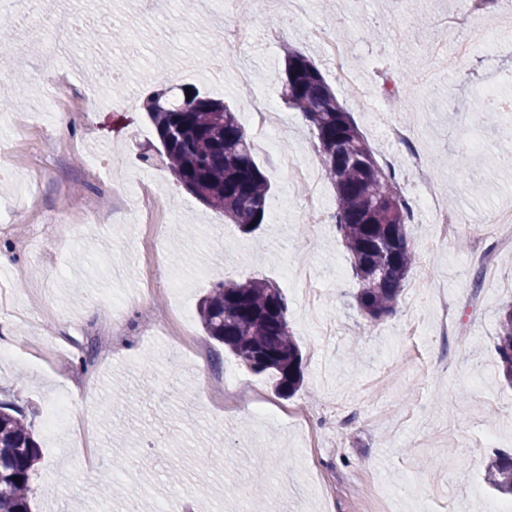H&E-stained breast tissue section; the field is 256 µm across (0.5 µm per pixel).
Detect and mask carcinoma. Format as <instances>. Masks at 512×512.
<instances>
[{"label": "carcinoma", "mask_w": 512, "mask_h": 512, "mask_svg": "<svg viewBox=\"0 0 512 512\" xmlns=\"http://www.w3.org/2000/svg\"><path fill=\"white\" fill-rule=\"evenodd\" d=\"M285 76L284 100L311 127L322 169L336 190V227L360 282L357 306L368 320L381 321L394 312L415 265L407 236L410 208L317 66L289 50ZM456 107L482 125L501 126L502 115L493 106L459 100ZM146 112L161 156L187 191L245 232L263 223L270 184L253 157L249 133L228 105L194 90L189 98L175 95L166 103L152 97ZM287 313L282 291L265 280L220 281L199 307L207 335L251 371L273 373L281 395L296 392L303 382L302 354ZM495 350L499 375L512 386V303L499 314ZM40 459L32 421L0 403V512H31ZM486 474L496 491L512 494L511 454L490 458Z\"/></svg>", "instance_id": "cac0c4a2"}]
</instances>
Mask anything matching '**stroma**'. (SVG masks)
<instances>
[{
    "mask_svg": "<svg viewBox=\"0 0 512 512\" xmlns=\"http://www.w3.org/2000/svg\"><path fill=\"white\" fill-rule=\"evenodd\" d=\"M465 3L425 0L413 20L400 12L398 0H339L329 12L314 0L307 17L284 10L273 20L265 0H249L244 14L255 29L254 41L232 53L218 89L202 66L214 38L199 25L198 10L182 11L176 0H157L151 14L139 0H112L106 10L101 0H56L46 28L10 25L30 5L0 0V47L23 41L36 48L20 64L30 78L26 90L9 91L11 105L0 112V138L14 140L0 168V212L21 213L32 205L39 212L35 220L0 223V253L10 258L0 266V308L14 300L24 309L20 315L0 311V350L18 353L0 362V402L17 405L34 421L42 454L32 512H128V497L110 496L101 476L111 474L127 486L143 471L152 483L137 491L139 512L194 496L202 512H224L228 503L236 512H486L490 502L507 503L487 483L485 469L496 451L512 450V387L499 378L495 351L498 312L512 302V291L500 286L512 276V235L488 224L478 246L469 238L442 235L431 215L421 214L407 226L418 267L396 311L370 323L356 305L359 282L335 224L308 223L303 187L289 181L273 156L255 153L271 189L263 223L243 233L175 180L158 158L156 132L145 112L147 99L171 86H193L224 100L241 121L247 101L268 97L294 159L320 170L310 127L282 96L284 51L291 48L320 69L376 157L407 153L404 146L381 141L385 123H420L418 147L440 157L433 175L440 187H454V213L512 211V170L491 171L485 164L495 154L512 153V141L489 127L470 129L453 109L460 98L480 102L487 85L512 76V41L491 51L477 49L465 62L431 52L433 43L451 41L437 25L438 15ZM104 15L125 28L128 43L106 35L71 39V32L97 25ZM314 26L339 30L356 59L357 81L375 88L379 108L355 100L338 80L322 47L308 37ZM130 45L137 53L124 73L123 105L97 93L65 114V127L13 135V116L48 91V81L39 78L45 57L68 65L75 91L97 92L98 61L124 55ZM158 58L166 61V76L153 67ZM409 59L430 78L407 94L402 75ZM243 66L251 71L245 87L236 77ZM90 153L98 169L87 167ZM120 166L142 181L160 183L161 238L135 223L134 198L113 210L109 188ZM471 173L491 179L492 190L475 196ZM66 212L85 223L64 245L54 220ZM157 251L163 278L151 304L153 317L168 320L176 301L168 282H180L178 301L193 320L204 357L176 360L177 337L137 332L136 295ZM491 254L498 258L495 274L471 292L473 276ZM299 266L321 286L323 316L346 325L347 335L324 341L315 336L306 305L285 275ZM424 267L446 289L459 318L453 338L440 334L431 290L416 287ZM28 269L33 277L20 279ZM250 279L272 282L288 299V323L304 371L293 395H279L269 374L242 365L197 319L198 302L216 281ZM112 301L123 309L131 334L122 349L98 362L84 344ZM227 373L258 385L265 410L222 411L210 402V380ZM63 393L71 416L92 418L90 457L73 458L71 433L54 441L47 436L46 409ZM289 408L306 410L309 422L287 417ZM488 431L497 434V448L484 447Z\"/></svg>",
    "mask_w": 512,
    "mask_h": 512,
    "instance_id": "stroma-1",
    "label": "stroma"
}]
</instances>
